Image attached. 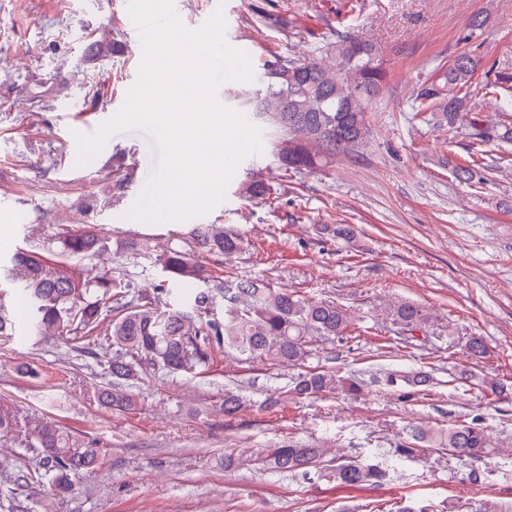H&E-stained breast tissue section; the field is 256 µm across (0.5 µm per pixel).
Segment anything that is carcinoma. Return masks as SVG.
Segmentation results:
<instances>
[{
    "mask_svg": "<svg viewBox=\"0 0 512 512\" xmlns=\"http://www.w3.org/2000/svg\"><path fill=\"white\" fill-rule=\"evenodd\" d=\"M264 66L263 86L238 94L237 100L249 118L277 141L276 155L285 171H311L366 145L369 106L380 95L386 77L372 42L349 35L336 41V57L331 61L312 56L299 62L277 59ZM476 69L477 62L468 53L458 55L440 78L418 92L415 111L443 113L448 127L468 138L512 142L511 126L492 127L478 112L462 116L474 93ZM479 90L503 96V109H512L511 74L499 73ZM190 238L199 249L216 256L242 249L241 238L215 224L193 225ZM104 250V239L89 226L62 238L58 260L53 263L35 252L19 251L10 264L0 268L5 279L17 284V296L24 300L37 334L72 345L86 340L93 343L83 352L107 369L109 380L98 391L102 405L132 410L137 405L133 388L147 372L163 378L197 377L208 373L220 356L301 368L287 390L294 399L335 392L361 395L364 384L359 379L307 366L316 356L312 338L341 343L356 330L346 308L249 279L232 287L213 283L192 292L183 303L178 289L201 279L202 269L181 248H170L155 258L171 288L165 290L166 300L151 299L124 274L82 265ZM219 307L221 317L217 316ZM392 316L409 334L426 329L430 321L410 301L395 305ZM14 330L12 310L0 300V336H11ZM429 382V374L422 370L386 374V384L398 388L399 397L408 401L422 394ZM407 435L410 442L398 445L393 455L409 458L425 445L460 461L469 483L478 484L485 478L479 464L489 455L492 441L480 419L448 428L412 425ZM32 447L40 449L41 466L33 472H18L14 482L21 486L49 482L59 497L73 493V474L95 468L101 459L95 441L79 439L53 419L35 426ZM244 466L277 473L314 471L348 486L375 485L387 476V469L378 462L351 460L340 453L328 460L326 450L312 444L290 443L224 456L225 468ZM475 512H512V504L489 497L481 500Z\"/></svg>",
    "mask_w": 512,
    "mask_h": 512,
    "instance_id": "cac0c4a2",
    "label": "carcinoma"
}]
</instances>
